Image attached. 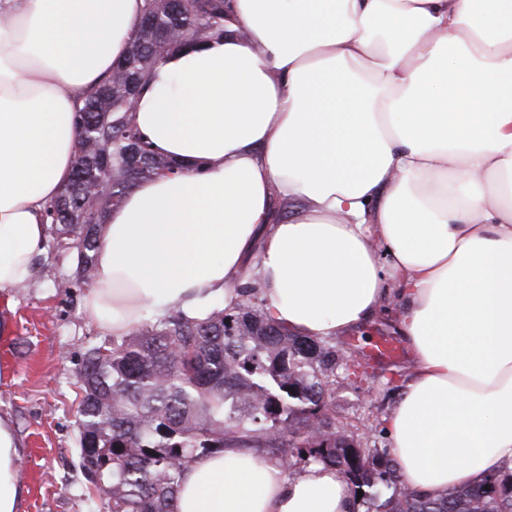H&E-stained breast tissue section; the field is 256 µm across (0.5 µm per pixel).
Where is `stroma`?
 <instances>
[{
	"mask_svg": "<svg viewBox=\"0 0 512 512\" xmlns=\"http://www.w3.org/2000/svg\"><path fill=\"white\" fill-rule=\"evenodd\" d=\"M74 272L73 256L50 249L32 282L0 295V415L12 420L25 450L24 512H106L90 500L78 468L76 393L85 351L109 334L86 313V288L75 285ZM354 335L370 349L381 340L403 343L390 304ZM366 364L368 377L337 379L331 412L350 431L376 425L369 443L383 448L388 440L378 425L397 402L383 381L398 362L370 358Z\"/></svg>",
	"mask_w": 512,
	"mask_h": 512,
	"instance_id": "35a3bbf8",
	"label": "stroma"
}]
</instances>
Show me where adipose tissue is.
<instances>
[{
    "instance_id": "adipose-tissue-1",
    "label": "adipose tissue",
    "mask_w": 512,
    "mask_h": 512,
    "mask_svg": "<svg viewBox=\"0 0 512 512\" xmlns=\"http://www.w3.org/2000/svg\"><path fill=\"white\" fill-rule=\"evenodd\" d=\"M144 0H0V293L28 284L75 163V114ZM223 39L163 60L131 114L178 163L97 243L87 314L126 336L258 284L269 318L335 337L384 303L414 366L385 421L404 485L512 469V0H232ZM298 211L276 217L275 201ZM0 416V512L27 489ZM333 467L256 450L186 464L176 512H354Z\"/></svg>"
}]
</instances>
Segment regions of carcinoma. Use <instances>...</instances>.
Returning a JSON list of instances; mask_svg holds the SVG:
<instances>
[{
  "label": "carcinoma",
  "mask_w": 512,
  "mask_h": 512,
  "mask_svg": "<svg viewBox=\"0 0 512 512\" xmlns=\"http://www.w3.org/2000/svg\"><path fill=\"white\" fill-rule=\"evenodd\" d=\"M138 33L111 79L76 115L73 175L46 210L58 250L77 252L75 280L96 276V243L137 183L177 164L152 151L129 101L155 67L188 45L224 38L228 0H145ZM135 164L126 161L131 147ZM204 317L177 310L89 348L77 381L80 471L109 512H175L183 467L226 448H265L295 474L338 469L364 512H512V471L439 498L404 488L387 448H365L330 413L338 374L364 366L361 345L309 340L270 320L251 283ZM363 494H358L357 490Z\"/></svg>",
  "instance_id": "carcinoma-1"
}]
</instances>
